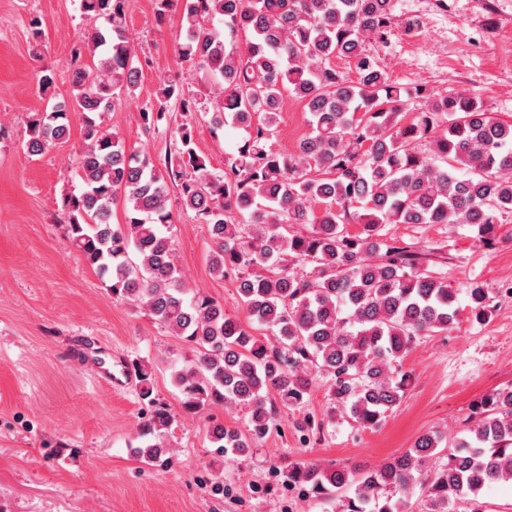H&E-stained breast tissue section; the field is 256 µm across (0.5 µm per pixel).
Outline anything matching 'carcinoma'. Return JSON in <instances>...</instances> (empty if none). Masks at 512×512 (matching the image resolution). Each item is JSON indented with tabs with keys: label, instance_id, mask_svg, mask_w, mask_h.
<instances>
[{
	"label": "carcinoma",
	"instance_id": "1",
	"mask_svg": "<svg viewBox=\"0 0 512 512\" xmlns=\"http://www.w3.org/2000/svg\"><path fill=\"white\" fill-rule=\"evenodd\" d=\"M126 2L80 0L81 12L103 24L84 30L71 58L73 100L29 124L25 148L40 156L68 139L70 113L86 116L75 158L83 190L62 199L69 241L114 298L144 309L195 350L173 368L185 411L248 408L243 430L208 425L220 452L248 456L271 433L277 406L300 408L322 376L332 400L328 422L345 411L365 428L377 426L403 397L399 368L416 338L448 331L458 302L445 275L416 267L384 230L471 224L493 236L512 219V121L491 116L471 94L394 83L366 49L394 23L391 0H157L160 18L181 7L180 54L211 82L198 97L174 80L163 84L156 103L139 112L142 125L158 129L173 102L184 112L209 103L212 130L230 124L247 139L220 174L196 152L186 124L176 128L175 152L132 153L91 118L115 110L137 87ZM332 58L348 59L356 80L329 65ZM286 94L304 103L311 127L289 155L267 145ZM172 185L183 209L208 226L210 272L237 277L248 323L185 283ZM120 200L125 222L114 224ZM348 224L363 230L350 234ZM290 258L313 267L300 274ZM466 296L475 320H488L489 289L474 282ZM254 322L272 339L254 336ZM136 371L141 396L151 398L152 368ZM473 414L445 464L438 463L442 434L429 431L377 468L299 461L288 466V481L338 500L337 512H405L404 494L417 486L427 512H450L492 484H512V387L480 398ZM175 420L155 404L137 456L161 461L162 433Z\"/></svg>",
	"mask_w": 512,
	"mask_h": 512
}]
</instances>
